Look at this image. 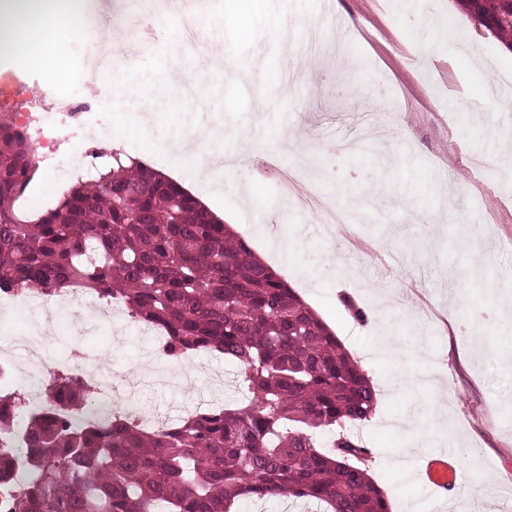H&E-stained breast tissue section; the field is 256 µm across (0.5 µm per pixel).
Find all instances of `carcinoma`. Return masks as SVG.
<instances>
[{
    "mask_svg": "<svg viewBox=\"0 0 512 512\" xmlns=\"http://www.w3.org/2000/svg\"><path fill=\"white\" fill-rule=\"evenodd\" d=\"M512 47V0H459ZM38 165L0 119V292L79 290L155 327L170 363L204 350L240 366L247 402L152 431L92 412L96 385L62 373L9 446L25 398L0 392V498L9 512H236L283 494L327 512H389L350 428L377 391L328 326L246 240L173 180L115 151L33 220L15 202ZM336 429L329 449L315 437Z\"/></svg>",
    "mask_w": 512,
    "mask_h": 512,
    "instance_id": "1",
    "label": "carcinoma"
}]
</instances>
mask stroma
Segmentation results:
<instances>
[{
    "label": "stroma",
    "instance_id": "1",
    "mask_svg": "<svg viewBox=\"0 0 512 512\" xmlns=\"http://www.w3.org/2000/svg\"><path fill=\"white\" fill-rule=\"evenodd\" d=\"M251 29L224 23L222 7L199 21L212 35V50L237 69L263 65L268 78L256 87L219 68L190 97L166 100L165 85L178 81L169 60L180 46V29L163 20L137 57L149 79L141 93L107 94L95 111L104 120V151L120 150L187 186L217 197L213 208L233 222L239 236L295 288L358 360L378 392L369 421L352 427L369 451L371 479L391 512H455L439 499L415 468L391 457L410 445L411 430L391 420L438 398L446 432L461 451L455 466L466 486L485 487L469 512H512V325L481 336L463 331L471 314L512 296L499 277L512 269V160L476 173L470 157L488 156L512 141V57L499 42L474 29L451 0H248ZM288 13L282 31L277 19ZM323 33L321 50L304 45L311 29ZM78 34L52 46L67 63L65 82L0 53V71L14 73L21 87L15 111L31 112L43 90L82 95ZM205 133L218 155L290 164L296 150L319 148L331 175L321 189L347 208L352 232L345 240L326 234L311 215L288 203L276 179L257 171L259 188L238 192L235 172L216 178L198 154L163 151L175 134ZM73 180L63 168L39 167L27 188L29 217L54 205ZM424 208L437 222L423 230L411 213ZM482 265L485 285L468 287L469 268ZM69 310L0 314L16 334L50 326L47 352L68 354L71 343L96 355L112 379L117 398L127 381L154 362L156 337L127 314L77 337ZM390 340L397 358L372 348ZM171 385L142 387L138 396L160 416L199 400L240 401L236 364L200 353L192 361L163 363ZM418 378L406 391L399 372Z\"/></svg>",
    "mask_w": 512,
    "mask_h": 512
}]
</instances>
